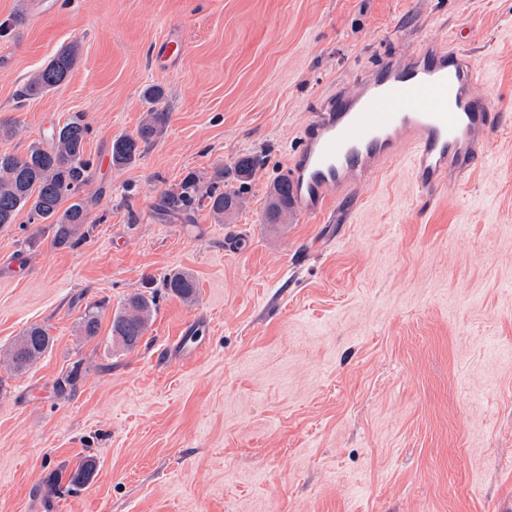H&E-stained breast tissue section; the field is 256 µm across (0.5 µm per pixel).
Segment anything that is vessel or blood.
<instances>
[{
  "instance_id": "vessel-or-blood-1",
  "label": "vessel or blood",
  "mask_w": 512,
  "mask_h": 512,
  "mask_svg": "<svg viewBox=\"0 0 512 512\" xmlns=\"http://www.w3.org/2000/svg\"><path fill=\"white\" fill-rule=\"evenodd\" d=\"M479 75L459 46L424 39L381 60L353 89L327 98L290 153L288 188L297 213L326 215L337 197L395 160L405 145L423 190L439 185L449 170H468L484 151L479 134L498 124L490 100L476 89ZM201 327V319L187 321L169 358L195 361L205 348Z\"/></svg>"
}]
</instances>
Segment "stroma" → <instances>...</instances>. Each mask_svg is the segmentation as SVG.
Masks as SVG:
<instances>
[{"mask_svg": "<svg viewBox=\"0 0 512 512\" xmlns=\"http://www.w3.org/2000/svg\"><path fill=\"white\" fill-rule=\"evenodd\" d=\"M170 38L184 51L168 64ZM422 38L479 64L502 118L485 160L426 192L403 156L321 218L267 223L302 126ZM72 42L68 80L23 97ZM152 84L166 132L136 164L103 167ZM78 113L96 171L86 238L55 247L23 213L0 227V512H512V0H0V122L16 128L0 153ZM245 152L264 164L239 210H162L188 174ZM174 271L194 300L162 288ZM147 292L139 344H112L114 312ZM199 315L206 349L158 363ZM33 324L53 343L15 372ZM86 459L93 480L70 486Z\"/></svg>", "mask_w": 512, "mask_h": 512, "instance_id": "1", "label": "stroma"}]
</instances>
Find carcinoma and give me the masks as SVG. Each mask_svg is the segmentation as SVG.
I'll return each instance as SVG.
<instances>
[{"instance_id": "cac0c4a2", "label": "carcinoma", "mask_w": 512, "mask_h": 512, "mask_svg": "<svg viewBox=\"0 0 512 512\" xmlns=\"http://www.w3.org/2000/svg\"><path fill=\"white\" fill-rule=\"evenodd\" d=\"M79 57V45L71 43L26 84L25 95L36 97L63 83L70 76ZM148 105L145 117L132 135H121L112 141V166L121 168L135 164L143 148L161 137L168 127L170 112L162 87L151 85L143 92ZM90 131L84 116H74L65 124L52 128L44 146L34 145L26 154H0V226L15 223L19 212L26 211L32 224H50L54 228L53 245L74 248L85 237L88 210L79 198L83 186L94 177L93 163L85 158L86 136ZM259 156L243 155L230 167L218 168L209 178L205 191L191 175L181 185L164 195L166 209L187 213L195 205H206L219 218L238 210L243 203L241 188L261 165ZM291 202L288 184L277 180L269 193L266 223L281 224L288 217ZM166 291L183 300L195 296L194 278L181 271L163 278ZM156 310L155 297L135 294L112 318V341L133 349L148 329ZM51 346V336L39 325L28 327L10 353L15 371L32 365ZM95 463L80 462L69 476V484L83 486L94 477Z\"/></svg>"}]
</instances>
